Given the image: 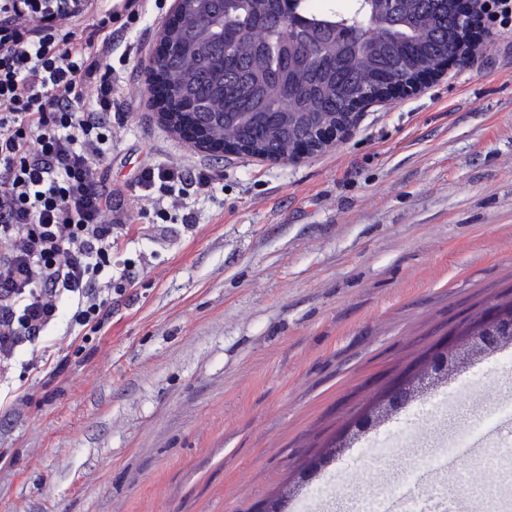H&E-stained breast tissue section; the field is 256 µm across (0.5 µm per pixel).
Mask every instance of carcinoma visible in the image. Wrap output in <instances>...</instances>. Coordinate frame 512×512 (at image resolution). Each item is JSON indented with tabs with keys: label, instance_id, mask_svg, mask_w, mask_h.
<instances>
[{
	"label": "carcinoma",
	"instance_id": "obj_1",
	"mask_svg": "<svg viewBox=\"0 0 512 512\" xmlns=\"http://www.w3.org/2000/svg\"><path fill=\"white\" fill-rule=\"evenodd\" d=\"M169 27L162 105L191 129L270 160L326 148L357 104L442 72L467 53L476 20L461 0H193Z\"/></svg>",
	"mask_w": 512,
	"mask_h": 512
}]
</instances>
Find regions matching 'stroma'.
I'll return each instance as SVG.
<instances>
[{
	"instance_id": "1",
	"label": "stroma",
	"mask_w": 512,
	"mask_h": 512,
	"mask_svg": "<svg viewBox=\"0 0 512 512\" xmlns=\"http://www.w3.org/2000/svg\"><path fill=\"white\" fill-rule=\"evenodd\" d=\"M173 0H150L112 41L123 124L104 187L192 158L213 176L157 231L129 205L112 259L135 284L112 298L90 359L49 379L18 348L0 380V512H262L336 446L313 512L402 478L512 396V373L473 359L395 415L400 451L361 456L351 420L440 345L512 303V23L419 90L371 105L334 145L297 160L217 156L162 125L140 44Z\"/></svg>"
}]
</instances>
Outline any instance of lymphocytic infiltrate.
Masks as SVG:
<instances>
[{"instance_id":"f902f5d3","label":"lymphocytic infiltrate","mask_w":512,"mask_h":512,"mask_svg":"<svg viewBox=\"0 0 512 512\" xmlns=\"http://www.w3.org/2000/svg\"><path fill=\"white\" fill-rule=\"evenodd\" d=\"M144 0H0V372L16 350L38 341L61 315L98 332L118 285L112 229L124 210L102 189L112 153V26L136 22ZM203 169L147 166L135 186L144 199L169 195L156 214L181 207L173 185L200 193Z\"/></svg>"}]
</instances>
